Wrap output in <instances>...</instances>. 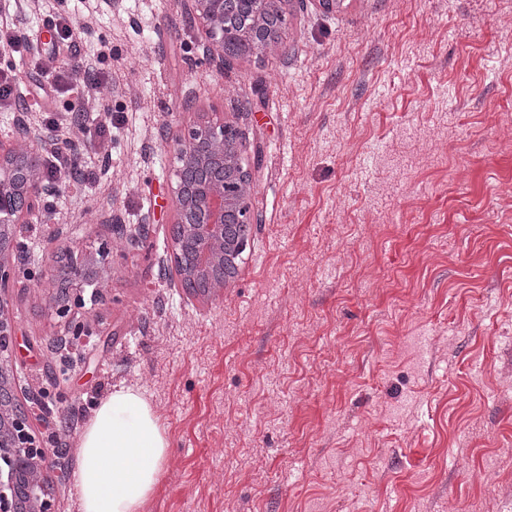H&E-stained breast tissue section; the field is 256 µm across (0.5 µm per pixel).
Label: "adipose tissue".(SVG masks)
<instances>
[{
	"mask_svg": "<svg viewBox=\"0 0 512 512\" xmlns=\"http://www.w3.org/2000/svg\"><path fill=\"white\" fill-rule=\"evenodd\" d=\"M170 446L159 416L138 389L113 390L79 435L72 476L81 512H143Z\"/></svg>",
	"mask_w": 512,
	"mask_h": 512,
	"instance_id": "1",
	"label": "adipose tissue"
}]
</instances>
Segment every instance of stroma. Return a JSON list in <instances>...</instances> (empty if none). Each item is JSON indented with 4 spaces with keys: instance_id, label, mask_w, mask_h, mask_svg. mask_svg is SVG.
Listing matches in <instances>:
<instances>
[{
    "instance_id": "1",
    "label": "stroma",
    "mask_w": 512,
    "mask_h": 512,
    "mask_svg": "<svg viewBox=\"0 0 512 512\" xmlns=\"http://www.w3.org/2000/svg\"><path fill=\"white\" fill-rule=\"evenodd\" d=\"M184 0H0L33 42L0 48L26 103L71 56L106 76L72 135L94 179L21 230L9 381L53 449V512H80L79 432L141 390L171 446L144 512H512V0H290L286 54L206 61ZM75 19L77 54L43 22ZM251 105L261 216L223 293L170 287L164 131ZM111 126H104L106 114ZM119 250L69 340L39 273Z\"/></svg>"
}]
</instances>
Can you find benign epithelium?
I'll use <instances>...</instances> for the list:
<instances>
[{
    "instance_id": "7a95c632",
    "label": "benign epithelium",
    "mask_w": 512,
    "mask_h": 512,
    "mask_svg": "<svg viewBox=\"0 0 512 512\" xmlns=\"http://www.w3.org/2000/svg\"><path fill=\"white\" fill-rule=\"evenodd\" d=\"M186 22L199 27L205 35V57L224 62V50L237 47L238 56L275 51L282 47L283 31H278L258 49L250 47L243 36L228 39L226 24L228 0H190ZM52 150H87L78 141L63 142L54 133L30 122L22 114L9 139L0 140V512H50L42 490V472L51 466L50 449L40 445L29 415L16 407L7 381L4 360L9 358L17 322L7 308L5 293L20 276L21 252L19 229L23 224H53L54 212L44 200L58 188L46 181L44 161ZM247 136L234 123L222 117L201 116L187 134L173 140L177 161L172 189L174 223L172 224L173 265L167 280L194 298L216 296L224 291V226L257 224L258 212L248 207L253 195V177L245 162ZM240 170L234 191L224 188V181L212 177L192 185L182 172ZM112 251L103 248L99 259L68 252L47 269L45 279L63 293L55 299L59 316L69 319L70 335L80 341L95 335L93 329L78 319L82 305L80 291L90 280L91 271L106 272Z\"/></svg>"
}]
</instances>
